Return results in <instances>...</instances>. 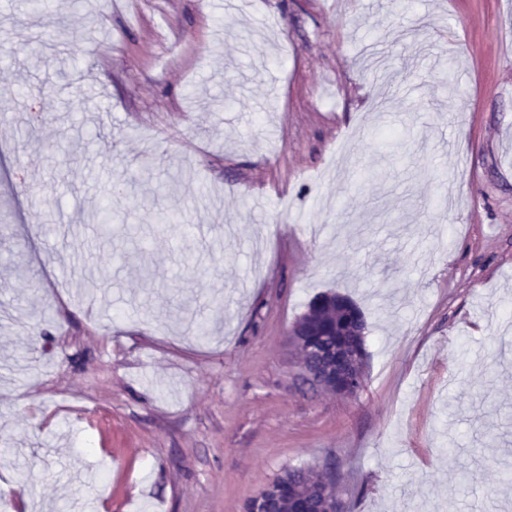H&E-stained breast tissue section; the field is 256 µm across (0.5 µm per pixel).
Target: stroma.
<instances>
[{"label":"stroma","mask_w":512,"mask_h":512,"mask_svg":"<svg viewBox=\"0 0 512 512\" xmlns=\"http://www.w3.org/2000/svg\"><path fill=\"white\" fill-rule=\"evenodd\" d=\"M49 12L70 50L0 7V486L38 512H243L331 466L350 512H512V0ZM150 154L191 234L141 184L115 206L142 234L104 242L101 173ZM323 293L365 316L351 397L304 386L289 341ZM314 472L306 467H289L280 476L250 498L246 512H266L268 500L277 496L279 512H291L299 501L300 492L310 489Z\"/></svg>","instance_id":"stroma-1"}]
</instances>
